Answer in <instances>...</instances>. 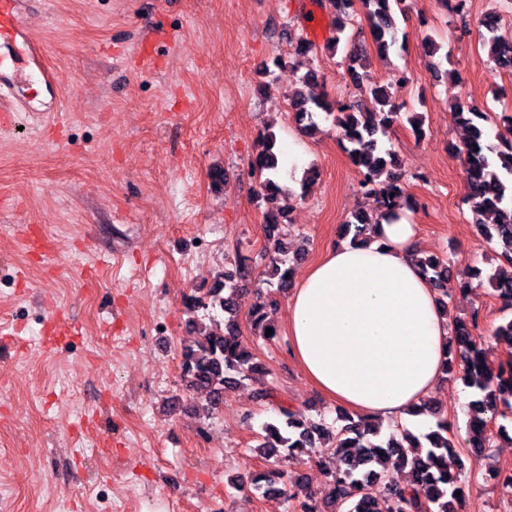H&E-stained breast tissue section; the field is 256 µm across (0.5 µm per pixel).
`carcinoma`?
<instances>
[{
  "mask_svg": "<svg viewBox=\"0 0 512 512\" xmlns=\"http://www.w3.org/2000/svg\"><path fill=\"white\" fill-rule=\"evenodd\" d=\"M404 0H329L336 11V37L329 44L336 51L345 31V21L364 10L371 20V30L379 52L397 45V14L404 13ZM499 15L490 12L484 20V46L490 62L502 70H512V45L499 42L496 35ZM318 76L306 72L290 95V106L300 129L313 135L320 131V115L333 117L351 163L357 168L358 187L365 196L377 198L375 215L359 211L339 226L342 238L357 242L365 237L377 216H396L397 205L405 187L401 174L394 170L395 152L386 146L392 127L401 118L398 104L390 88L373 84L365 92L371 107L361 110L350 102L331 101L312 92ZM460 123L467 129L456 152L467 174L466 202L478 232L499 247L502 265L487 274L477 287L489 286L509 309L512 307V116L504 117L506 132L495 134L491 142L484 122V112H475L460 102L454 104ZM280 151L273 133L262 134L258 141L251 171L257 177L256 194L267 205L265 227L270 248L265 270L266 291L258 293V302L250 310L251 324L257 335L269 340L278 335L275 324L266 318V309L278 305L286 294L291 273L290 263L300 253L289 254L279 240V226L286 217L292 199L291 190L281 184ZM421 269L440 297H451L452 272L439 258L420 261ZM246 258L238 256L216 274L208 288L187 297L186 310L194 313L213 306L224 313L223 321L206 325L195 319L188 321L192 341L181 351L182 381L185 390L205 398L215 409L224 393L235 388L253 374H264L266 368L241 339L238 314L241 301L240 283L249 276ZM272 329L266 335V329ZM477 315L466 322L460 318L451 328L449 370L446 374L462 382L473 400L467 424V459L457 451L458 440L449 434L448 421L437 407L423 403L420 413L435 419L433 426L420 436L397 425L383 436L378 421L348 412L336 419L312 420L294 411L278 396L273 387L257 390V405L273 409L277 418L262 426L257 436L258 453L268 467L251 478L252 490L262 496L278 495L290 505L292 512H376L377 496L388 502L387 512H457L463 490L461 475L466 465H479L484 453L500 439L512 444V363L494 364L489 349L480 337ZM323 450L333 451L344 467L330 474L322 502L288 470L279 468L282 452L295 464L316 459ZM395 469H406L409 479L401 484L393 477Z\"/></svg>",
  "mask_w": 512,
  "mask_h": 512,
  "instance_id": "carcinoma-1",
  "label": "carcinoma"
}]
</instances>
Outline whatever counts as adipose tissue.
I'll list each match as a JSON object with an SVG mask.
<instances>
[{
  "instance_id": "ef3b65f1",
  "label": "adipose tissue",
  "mask_w": 512,
  "mask_h": 512,
  "mask_svg": "<svg viewBox=\"0 0 512 512\" xmlns=\"http://www.w3.org/2000/svg\"><path fill=\"white\" fill-rule=\"evenodd\" d=\"M402 208L364 246L332 244L288 299V349L313 387L350 413L422 430L411 411L443 378L450 322L417 261Z\"/></svg>"
}]
</instances>
